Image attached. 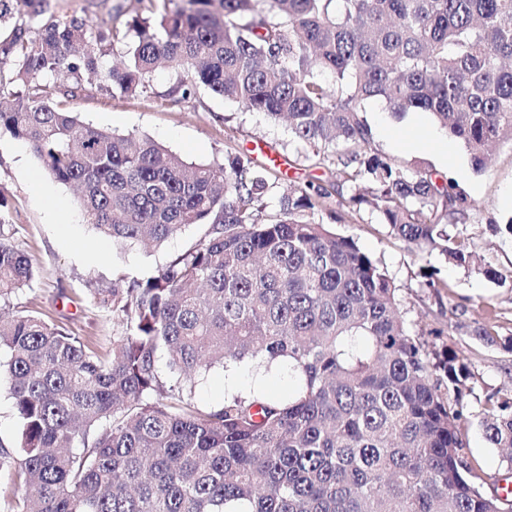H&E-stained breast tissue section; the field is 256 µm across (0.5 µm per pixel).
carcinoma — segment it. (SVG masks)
Instances as JSON below:
<instances>
[{
    "label": "carcinoma",
    "instance_id": "cac0c4a2",
    "mask_svg": "<svg viewBox=\"0 0 512 512\" xmlns=\"http://www.w3.org/2000/svg\"><path fill=\"white\" fill-rule=\"evenodd\" d=\"M136 2L100 0L107 19L92 29L50 0H0V131L75 187L122 249L203 230L155 271L92 291L117 320L107 353L34 314L0 312V379L18 425L12 446L0 442L5 512H509L464 453V365L412 336L386 270L314 221L329 192L285 196L263 222L272 173L251 157L188 162L59 99L92 77L100 91L144 93L168 62L169 95L186 102L200 84L286 120L307 148L336 143L348 180L368 183L352 201L397 238L497 280L448 232L465 200L376 152L365 113L374 99L396 117L428 112L483 169L492 146L512 145V0ZM126 40V60L106 66ZM7 223L1 197L0 307L35 279ZM278 359L297 379L284 399L192 400L202 370ZM480 427L512 466V397L488 398Z\"/></svg>",
    "mask_w": 512,
    "mask_h": 512
}]
</instances>
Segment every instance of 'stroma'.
<instances>
[{"instance_id": "obj_1", "label": "stroma", "mask_w": 512, "mask_h": 512, "mask_svg": "<svg viewBox=\"0 0 512 512\" xmlns=\"http://www.w3.org/2000/svg\"><path fill=\"white\" fill-rule=\"evenodd\" d=\"M174 81L173 69L166 67L153 74L145 95L92 88L62 100L61 106L94 127L149 136L190 162L220 164L230 150L246 152L260 164L270 152L287 157L289 168L278 170L265 199V219L278 212L283 193L290 189L330 190L315 220L354 238L387 270L411 335L430 348L455 350L468 364L465 454L488 474L485 492L500 493L512 469L498 449L488 447L479 421L488 395L512 392V351L502 345L512 337V233L506 229L512 223V147L494 149L486 168L478 171L462 143L451 142L454 159L446 166L438 146L448 136L429 114L410 112L399 119L380 100L367 108L374 146L383 157L408 170H430L438 183L452 182L466 198L463 231L482 263L500 274V281L492 282L449 263L439 251H422L396 238L371 207L352 211L348 200L354 188L336 164L335 146L313 155L284 123L247 111L201 85L190 102H173L168 92ZM0 195L8 202L4 230L36 271L31 289L13 297L12 306L39 312L89 337L104 352L112 348V314L92 307L91 289L109 286L121 275L154 271L202 235L201 227L190 226L158 249H118L110 237L92 228L74 191L45 171L27 143L6 132L0 133ZM486 328L495 343L482 339ZM258 380L264 384L263 394L271 397L287 394L293 384L284 364L266 372L256 365L230 372L217 366L199 377L192 399L202 407H218L229 385L249 390Z\"/></svg>"}]
</instances>
